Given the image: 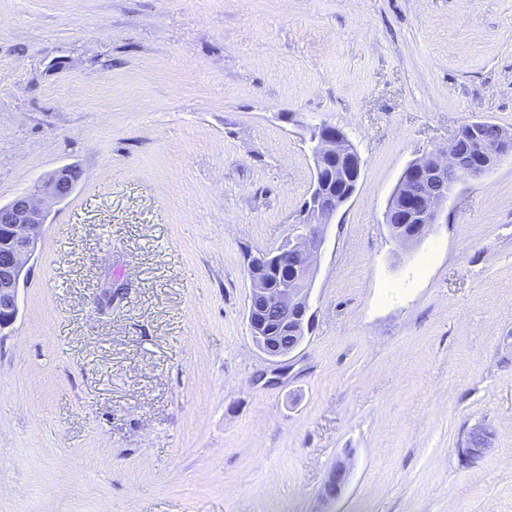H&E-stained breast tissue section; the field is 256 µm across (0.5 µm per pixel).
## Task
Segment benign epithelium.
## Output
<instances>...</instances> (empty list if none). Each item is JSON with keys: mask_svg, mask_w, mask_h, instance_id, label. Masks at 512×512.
<instances>
[{"mask_svg": "<svg viewBox=\"0 0 512 512\" xmlns=\"http://www.w3.org/2000/svg\"><path fill=\"white\" fill-rule=\"evenodd\" d=\"M475 132V122L462 125L447 146L435 148L408 164L400 183L415 189H401L397 201L385 212V223L391 216L414 219L424 233L439 223L452 190L439 192L436 187L448 181L455 171L474 179L495 169L512 156V131L500 129L496 140L480 146L482 157L475 162L458 147L464 132ZM309 150L313 162V181L307 197L295 214L293 237L276 250L259 251L249 256V293L247 320L251 337L259 351L273 363H282L297 351L305 340L313 320L310 293L316 262L325 241V230L336 213L353 197L360 173V156L347 135L338 127L322 121L308 128ZM345 162L342 173L349 189L335 198L325 191L323 176L329 164ZM77 180L76 173L62 167L41 180L30 193L17 196L0 206V224L8 233L0 239V332L10 328L17 314L18 289L26 268L35 254L40 229L46 224L45 201L67 198ZM268 266L289 270V283L272 295L260 278V270ZM493 434L485 428L467 433L457 447L467 462L475 463L491 450ZM348 482L344 462L336 463L321 494L323 502L335 501Z\"/></svg>", "mask_w": 512, "mask_h": 512, "instance_id": "benign-epithelium-1", "label": "benign epithelium"}]
</instances>
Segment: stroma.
<instances>
[{"label": "stroma", "mask_w": 512, "mask_h": 512, "mask_svg": "<svg viewBox=\"0 0 512 512\" xmlns=\"http://www.w3.org/2000/svg\"><path fill=\"white\" fill-rule=\"evenodd\" d=\"M479 119L512 130V0H0V205L79 174L0 334V512H512V158L412 246L384 222ZM323 120L361 176L276 379L246 256ZM493 434L485 428L467 433L457 447L458 454L467 462L475 463L491 450ZM478 441L479 444H476ZM348 482V470L344 462L339 461L330 473L321 494L323 502H334L344 490Z\"/></svg>", "instance_id": "obj_1"}]
</instances>
